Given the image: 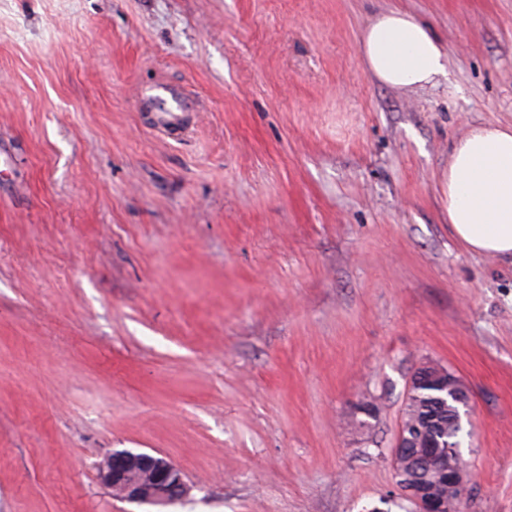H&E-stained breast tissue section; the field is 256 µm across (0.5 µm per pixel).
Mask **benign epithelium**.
<instances>
[{
    "mask_svg": "<svg viewBox=\"0 0 512 512\" xmlns=\"http://www.w3.org/2000/svg\"><path fill=\"white\" fill-rule=\"evenodd\" d=\"M439 376L442 380L436 384L438 391L454 396L463 405L465 415H470L469 396L458 377L444 371ZM413 446H422L433 451L432 458L437 462L449 486L458 489L459 494L435 497L427 484L405 479L407 457L403 455V449ZM441 448L438 440L430 438L413 444L402 431L392 454L398 487L419 507V512H461L468 471L456 468L448 459V452L441 451ZM96 478L121 500L139 505H166L182 499L188 493L181 471L169 460L127 449L113 450L102 456L96 467Z\"/></svg>",
    "mask_w": 512,
    "mask_h": 512,
    "instance_id": "benign-epithelium-1",
    "label": "benign epithelium"
}]
</instances>
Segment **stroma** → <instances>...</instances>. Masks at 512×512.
I'll return each mask as SVG.
<instances>
[{
	"instance_id": "obj_1",
	"label": "stroma",
	"mask_w": 512,
	"mask_h": 512,
	"mask_svg": "<svg viewBox=\"0 0 512 512\" xmlns=\"http://www.w3.org/2000/svg\"><path fill=\"white\" fill-rule=\"evenodd\" d=\"M393 5L436 85L366 72ZM159 79L198 114L172 137L136 106ZM483 123L512 125V0H0V512H416L423 364L470 393L463 512H512V260L441 193ZM115 449L189 496L113 497ZM359 53L368 74L396 90L432 85L448 74L440 39L426 22L401 9H386L370 19ZM96 478L121 500L139 505H166L188 493L181 471L169 460L127 449L102 456Z\"/></svg>"
}]
</instances>
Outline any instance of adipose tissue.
Wrapping results in <instances>:
<instances>
[{
	"instance_id": "1",
	"label": "adipose tissue",
	"mask_w": 512,
	"mask_h": 512,
	"mask_svg": "<svg viewBox=\"0 0 512 512\" xmlns=\"http://www.w3.org/2000/svg\"><path fill=\"white\" fill-rule=\"evenodd\" d=\"M359 53L368 74L396 90L429 85L448 73L440 39L401 9L370 19ZM444 194L457 240L473 253L512 259V127L480 124L455 142Z\"/></svg>"
}]
</instances>
